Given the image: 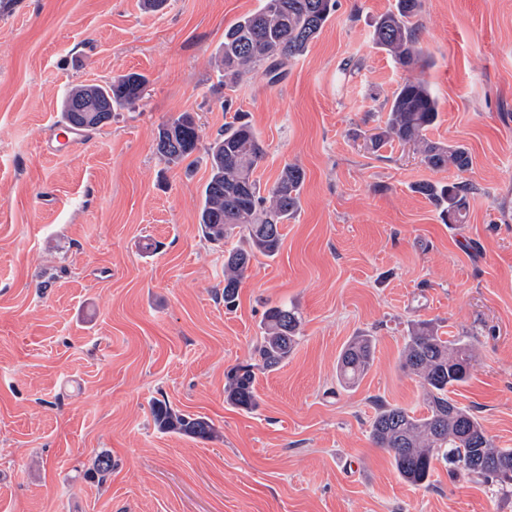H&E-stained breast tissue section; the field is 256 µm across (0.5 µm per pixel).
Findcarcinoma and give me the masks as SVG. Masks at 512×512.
Here are the masks:
<instances>
[{"mask_svg": "<svg viewBox=\"0 0 512 512\" xmlns=\"http://www.w3.org/2000/svg\"><path fill=\"white\" fill-rule=\"evenodd\" d=\"M336 0H262L261 6L224 30V44L215 57L224 85L233 87L245 74L263 70L270 83L278 82L288 64L303 55L330 18ZM420 0H396L394 9L376 22L372 43L386 51L407 72L387 100L384 125L376 128L369 149L377 154L388 143L410 144L430 169H469L471 155L463 145L448 146L427 138L439 118V103L427 82L415 74L421 68ZM145 77L118 74L105 84L80 85L65 96L61 120L79 130L94 131L112 121V113L141 98ZM200 144L193 115L183 112L163 123L157 133V154L171 165L190 157ZM209 177L202 191L199 224L206 241L220 245L240 235L245 245L224 251V304L232 305L252 260L278 254L281 226L295 217L305 172L286 164L271 186L262 188L255 177L265 157L259 133L235 113L224 131L209 144ZM472 187L465 182H423L415 191L434 205L448 224H462ZM301 316L292 307L276 305L264 313L260 343L246 362L226 373V402L252 411L258 406L255 384L260 373L271 372L294 351ZM376 338L358 336L341 351L336 377L346 389L359 383L373 364ZM476 361L470 337L442 336L434 325L420 321L404 338L401 366L415 375L423 388L426 414L376 400L370 437L392 457L397 476L414 487L430 485L434 463L452 466V474L476 480L512 496V449L497 448L471 408L457 402L455 387L469 380ZM151 414L162 432H174L208 441L217 437L205 416L184 413L156 399Z\"/></svg>", "mask_w": 512, "mask_h": 512, "instance_id": "1", "label": "carcinoma"}]
</instances>
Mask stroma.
<instances>
[{
    "instance_id": "obj_1",
    "label": "stroma",
    "mask_w": 512,
    "mask_h": 512,
    "mask_svg": "<svg viewBox=\"0 0 512 512\" xmlns=\"http://www.w3.org/2000/svg\"><path fill=\"white\" fill-rule=\"evenodd\" d=\"M429 139L472 165L426 167L365 138L402 68L371 41L395 0H338L286 76L234 88L214 67L227 27L259 0H0V512H512V498L436 464L401 481L369 437L375 400L424 413L399 356L412 322L471 335L478 359L455 398L512 448V0H421ZM147 78L74 155L45 147L78 85ZM231 109H224V99ZM247 113L272 184L302 166L301 209L279 253L258 257L224 305V250L201 235L204 150ZM194 113L202 147L177 166L158 127ZM466 182V223H443L418 182ZM297 308L298 344L259 375L257 409L224 399L265 309ZM376 339L357 388L342 348ZM211 419L216 439L160 432L153 400ZM112 471L91 477L100 453Z\"/></svg>"
}]
</instances>
